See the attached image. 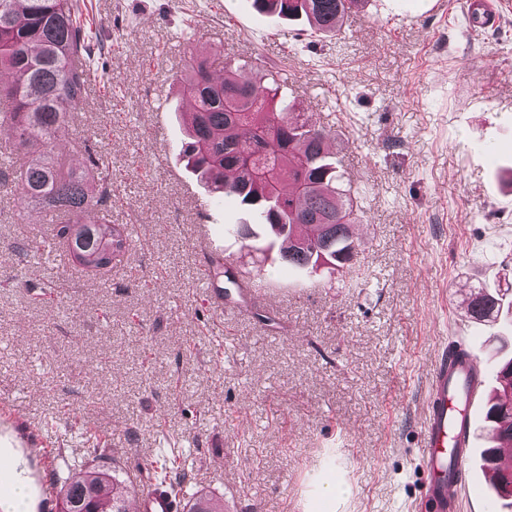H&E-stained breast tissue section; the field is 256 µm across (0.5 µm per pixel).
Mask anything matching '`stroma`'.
I'll return each instance as SVG.
<instances>
[{
	"instance_id": "stroma-1",
	"label": "stroma",
	"mask_w": 512,
	"mask_h": 512,
	"mask_svg": "<svg viewBox=\"0 0 512 512\" xmlns=\"http://www.w3.org/2000/svg\"><path fill=\"white\" fill-rule=\"evenodd\" d=\"M104 48L61 136L65 166L112 163V221L141 238L111 270L65 263L0 184V452L58 512L63 478L119 465L143 474L183 452L191 486L236 512H427L420 466L428 373L468 339L497 372L470 289L512 281V0L471 27L465 0H367L334 34L252 0H84ZM214 72L286 74L281 94L336 139V167L367 227L336 273L244 248L246 219L186 171L177 79L191 52ZM168 99L166 134L152 112ZM501 157L480 160L483 144ZM211 199L228 263L280 283L274 322L219 316L198 287L197 197ZM36 240L42 250L23 257ZM52 295L31 297L43 282ZM92 434L110 454L90 453ZM339 480L331 504L322 486Z\"/></svg>"
}]
</instances>
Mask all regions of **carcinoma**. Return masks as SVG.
Instances as JSON below:
<instances>
[{
    "mask_svg": "<svg viewBox=\"0 0 512 512\" xmlns=\"http://www.w3.org/2000/svg\"><path fill=\"white\" fill-rule=\"evenodd\" d=\"M361 0H253L260 11L288 20L306 18L319 31L337 32L336 22ZM80 0H0V72L13 74L0 83V135L13 141L27 159L15 191L40 206L68 245L69 260L101 272L130 249L123 225L112 223V163L98 154L83 171H61L53 145L87 93L95 47L89 25L81 21ZM183 95L196 106L184 153L207 186L232 198L243 209L264 215L274 238L257 237L252 225H240V238L256 250L278 249L279 260L307 269L320 263L348 265L359 244L348 234L353 205L338 186L335 162L323 152L325 131L290 116L277 98V81L239 80L224 62L216 81L207 58L191 56L181 78ZM103 208L101 222L87 224L84 213ZM467 312L475 321L512 317V292L476 287ZM500 395L487 410L500 438L512 441V358L497 372ZM481 467L494 468L499 482L512 478L496 449L480 452ZM165 484L186 499L184 512H224L207 495L190 493L191 481L178 457L155 461L139 484ZM130 488L118 473L88 471L64 480L62 512H131Z\"/></svg>",
    "mask_w": 512,
    "mask_h": 512,
    "instance_id": "obj_1",
    "label": "carcinoma"
}]
</instances>
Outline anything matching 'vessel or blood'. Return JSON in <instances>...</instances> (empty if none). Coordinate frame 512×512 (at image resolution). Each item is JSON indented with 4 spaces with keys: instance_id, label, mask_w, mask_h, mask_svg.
<instances>
[{
    "instance_id": "1",
    "label": "vessel or blood",
    "mask_w": 512,
    "mask_h": 512,
    "mask_svg": "<svg viewBox=\"0 0 512 512\" xmlns=\"http://www.w3.org/2000/svg\"><path fill=\"white\" fill-rule=\"evenodd\" d=\"M196 247L202 260L199 285L209 304L219 313H242L258 307L266 285L245 272H234V291L225 293L217 281L224 260V246L202 225ZM485 363L473 352L457 360L439 354L430 373L427 415L421 426L422 468L426 475L424 498L435 512H458L459 492L467 484V463L473 443L472 414L485 403ZM139 512H181V497L164 486L154 485L138 497Z\"/></svg>"
}]
</instances>
